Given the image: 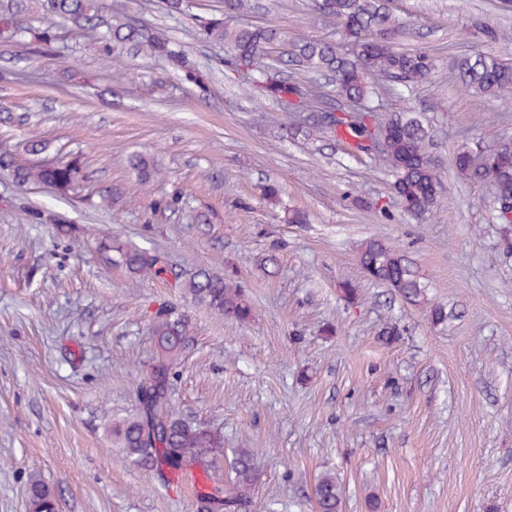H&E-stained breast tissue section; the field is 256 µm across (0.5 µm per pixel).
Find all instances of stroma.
<instances>
[{"mask_svg": "<svg viewBox=\"0 0 512 512\" xmlns=\"http://www.w3.org/2000/svg\"><path fill=\"white\" fill-rule=\"evenodd\" d=\"M116 20L167 29L205 77L128 53L107 60L97 39L44 19L55 49L0 45V155L55 162L82 154L86 177L60 194L0 171V512H26L30 480L51 486L58 512H195L186 486L147 487L117 459L106 431L135 406L154 351L160 306L184 310L192 339L174 399L187 419L220 428L228 448H257L263 475L248 512H315L314 486L340 480L344 512H512V226L489 187L457 174L462 142L512 140V102L461 93L448 63L482 50L512 60V0H390L408 24L397 41L435 63L431 80L384 106L423 113L443 173L432 211L408 214L387 168L338 138L291 135L288 113L240 84L199 20L224 0H106ZM251 25L335 38L314 0H254ZM164 85L157 93L156 85ZM38 135L34 156L23 142ZM162 174L141 185L131 152ZM280 188L268 204L265 184ZM117 187L113 204L101 198ZM173 194L184 202L158 208ZM305 213L288 224L285 209ZM66 217L60 241L35 212ZM204 212L209 223L199 224ZM157 252L173 271L206 268L243 282L249 322L187 302L171 282L130 274L99 243ZM378 239L409 259L430 304H407L370 280L358 249ZM275 255V274L262 260ZM360 290L346 301L343 282ZM400 336L385 345L386 325Z\"/></svg>", "mask_w": 512, "mask_h": 512, "instance_id": "stroma-1", "label": "stroma"}]
</instances>
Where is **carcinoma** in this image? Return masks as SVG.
I'll list each match as a JSON object with an SVG mask.
<instances>
[{
  "mask_svg": "<svg viewBox=\"0 0 512 512\" xmlns=\"http://www.w3.org/2000/svg\"><path fill=\"white\" fill-rule=\"evenodd\" d=\"M387 0H328L322 11L337 22L342 45L334 41L290 37L275 27H248L234 20L250 13L251 0H224L221 15L205 18L200 28L208 39L224 45V65L234 73L245 74L244 83L259 95L272 99L281 111L296 96L305 112L319 109L316 94L305 81L280 76L281 66L291 64L303 73H319L334 80L336 92L345 102L363 103L368 112L355 116L341 106V114L327 121L314 120L305 136L329 134L355 142V148L368 154L366 139L376 132L386 137V147L377 158L390 171L393 189L408 213L423 217L430 213L442 187V176L429 148L431 135L423 121L410 112L385 111L374 104L386 80L399 82L402 89L428 81L433 71L429 56L419 51H398L390 44L372 46L364 36L374 32L394 39L402 26L386 5ZM22 9L17 0H0V42L20 43L25 34L38 38L43 50L53 51L55 36L49 30L17 24ZM103 0H43L45 15L77 22L88 30L104 23ZM106 24V23H104ZM102 53L110 58L129 48L149 57L162 58L175 70L190 77L199 76L195 62L183 46L172 41L163 29L150 31L128 23L106 24L102 35ZM458 88L496 99H512V62L476 51L459 58L453 66ZM471 154L455 155V166L464 179L489 183L499 218L512 220V157L491 166L485 162L487 150L472 142ZM128 163L140 182L149 184L158 174L156 160L142 153H132ZM0 169L9 171L22 186L45 184L65 194L84 177V161L75 156L56 164L17 165L0 158ZM115 254V261L133 275H163L167 269L155 252L125 244L118 239L102 244ZM359 263L366 275L394 289L407 303L420 306L427 301L426 285L418 278L407 258L383 242L368 239L359 248ZM174 287L183 290L187 300L203 304L218 317L246 323L253 309L244 286L225 275L200 268L184 278L173 274ZM149 333L156 343L155 356L136 386L135 410L112 422L113 444L125 462L149 479L167 481L180 476L188 467L200 471L196 512H241L249 506V492L262 476L261 453L257 448H234L229 461L227 484L214 481L213 473L224 463V434L221 430L190 422L180 417L173 397L177 361L191 336L188 316L171 307H161L153 315ZM314 498L317 512H343L341 485L336 475L326 473L316 482ZM28 512H56V496L44 482L33 479L27 487Z\"/></svg>",
  "mask_w": 512,
  "mask_h": 512,
  "instance_id": "obj_1",
  "label": "carcinoma"
}]
</instances>
